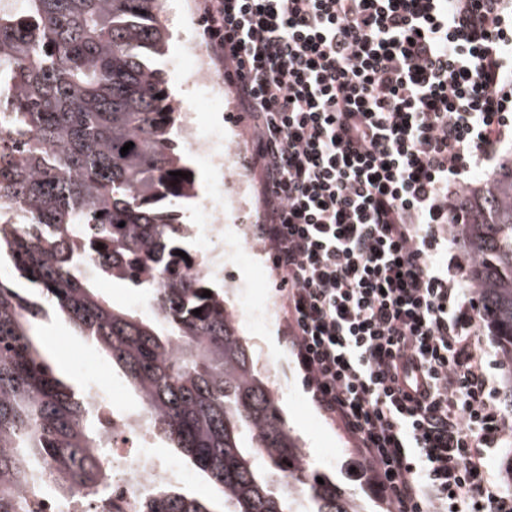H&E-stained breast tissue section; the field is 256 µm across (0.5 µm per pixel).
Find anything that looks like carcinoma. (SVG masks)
Returning a JSON list of instances; mask_svg holds the SVG:
<instances>
[{
  "mask_svg": "<svg viewBox=\"0 0 512 512\" xmlns=\"http://www.w3.org/2000/svg\"><path fill=\"white\" fill-rule=\"evenodd\" d=\"M160 12L161 0L0 5V84L12 89L0 103V259L37 293L0 276V512H27L44 479H61L62 499L100 492L108 442L97 412L55 376L33 334L51 312L123 371L154 438L216 485L224 512H373L308 468L224 294L181 268L186 225L174 207L197 192L193 177L172 176L190 169L171 137L165 78L150 66L168 39ZM464 204L470 284L512 364V165L469 187ZM78 241L112 253L81 263ZM95 277L140 291L149 312L114 306ZM214 509L167 485L139 512Z\"/></svg>",
  "mask_w": 512,
  "mask_h": 512,
  "instance_id": "1",
  "label": "carcinoma"
}]
</instances>
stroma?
Returning a JSON list of instances; mask_svg holds the SVG:
<instances>
[{
	"mask_svg": "<svg viewBox=\"0 0 512 512\" xmlns=\"http://www.w3.org/2000/svg\"><path fill=\"white\" fill-rule=\"evenodd\" d=\"M161 19L166 25L169 39L164 55L158 57L157 66L168 81L167 87L178 112H186L190 100L197 97L194 84L181 78L178 69L181 60L192 50L202 47L203 40L196 23V0H163ZM234 98L232 89L224 91V109L220 112L198 110L196 120L200 128H223L235 135L241 149L235 167L244 184H226L223 170L212 172L209 188L197 191L195 199L184 201L181 206L182 221H197L198 201L207 197L210 187L225 186L228 194L240 196V211L228 214L224 224V243L234 245L241 224L256 226L260 202L254 172L250 166V135L244 123L235 122L232 116ZM254 264L236 262L224 268V283L245 290L247 297L260 305L270 304L276 310V320L263 334L257 335L247 325H240L239 332L247 340L260 372L277 388L279 404L289 424L300 437L314 467L336 474L346 491L361 494L365 499H377L374 485L365 480L363 464L353 442L337 420L326 415L307 388L304 373L291 350V331L286 311L277 289L276 280L256 283ZM41 349L54 361L57 376L77 389L85 388L89 380L121 384L117 402L130 412L138 411V401L124 381L120 368L85 336H82L60 314L41 320L36 328Z\"/></svg>",
	"mask_w": 512,
	"mask_h": 512,
	"instance_id": "35a3bbf8",
	"label": "stroma"
}]
</instances>
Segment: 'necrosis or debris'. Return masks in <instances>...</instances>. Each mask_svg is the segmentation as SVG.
<instances>
[{
	"label": "necrosis or debris",
	"mask_w": 512,
	"mask_h": 512,
	"mask_svg": "<svg viewBox=\"0 0 512 512\" xmlns=\"http://www.w3.org/2000/svg\"><path fill=\"white\" fill-rule=\"evenodd\" d=\"M184 133L189 148L202 164L231 168L239 151L234 141L222 134L202 135L194 124L187 125ZM237 204V198L220 191L201 201L199 222L188 250L190 276H222L227 254L245 259L257 252V244L247 237L233 251L224 248V214ZM86 395L113 447L104 469L103 495L98 500L83 496L64 500L47 488L34 497L32 512H136L149 490L180 477L177 465L160 462L153 454V423L147 412L129 413L111 405L96 386L88 388Z\"/></svg>",
	"instance_id": "4bbe7bcc"
}]
</instances>
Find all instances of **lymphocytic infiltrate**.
<instances>
[{
    "label": "lymphocytic infiltrate",
    "instance_id": "obj_1",
    "mask_svg": "<svg viewBox=\"0 0 512 512\" xmlns=\"http://www.w3.org/2000/svg\"><path fill=\"white\" fill-rule=\"evenodd\" d=\"M251 132L294 355L395 512H512L456 248L512 140V0H199Z\"/></svg>",
    "mask_w": 512,
    "mask_h": 512
}]
</instances>
